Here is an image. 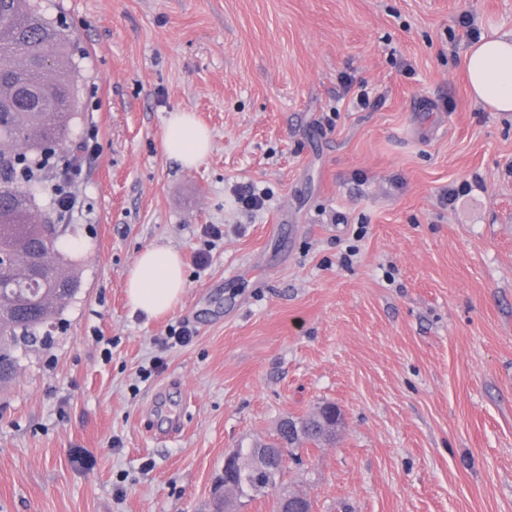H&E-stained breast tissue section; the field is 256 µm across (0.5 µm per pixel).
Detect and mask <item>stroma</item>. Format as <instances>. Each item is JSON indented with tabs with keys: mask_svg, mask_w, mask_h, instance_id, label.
<instances>
[{
	"mask_svg": "<svg viewBox=\"0 0 512 512\" xmlns=\"http://www.w3.org/2000/svg\"><path fill=\"white\" fill-rule=\"evenodd\" d=\"M35 5L81 49L93 148L81 288L0 390V512H215L225 452L327 403L335 440L284 474L313 512H512V112L471 98L459 24L512 33V0ZM181 110L213 135L193 169L162 147ZM150 246L186 278L152 318L125 294Z\"/></svg>",
	"mask_w": 512,
	"mask_h": 512,
	"instance_id": "35a3bbf8",
	"label": "stroma"
}]
</instances>
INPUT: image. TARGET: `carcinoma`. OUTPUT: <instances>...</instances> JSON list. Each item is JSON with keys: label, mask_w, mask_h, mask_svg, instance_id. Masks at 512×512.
Returning <instances> with one entry per match:
<instances>
[{"label": "carcinoma", "mask_w": 512, "mask_h": 512, "mask_svg": "<svg viewBox=\"0 0 512 512\" xmlns=\"http://www.w3.org/2000/svg\"><path fill=\"white\" fill-rule=\"evenodd\" d=\"M72 40L48 21L30 0H0V389L16 375L15 352L62 319L78 293L81 280L70 255L58 246L65 227L56 224L38 203L39 183L29 181L22 164L44 153V146L80 144L71 139L79 115L75 95ZM52 62L43 66L44 58ZM300 442L333 440L312 417H297ZM283 448L296 457L288 431L278 427L276 438L238 448Z\"/></svg>", "instance_id": "cac0c4a2"}]
</instances>
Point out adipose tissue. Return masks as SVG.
Listing matches in <instances>:
<instances>
[{
  "label": "adipose tissue",
  "instance_id": "obj_1",
  "mask_svg": "<svg viewBox=\"0 0 512 512\" xmlns=\"http://www.w3.org/2000/svg\"><path fill=\"white\" fill-rule=\"evenodd\" d=\"M465 72L472 96L494 112H512V33L481 38L470 46ZM165 153L183 167L200 164L211 149L209 131L193 113L170 115L162 133ZM180 253L166 247L142 250L127 272L126 294L133 310L156 316L180 301L186 279Z\"/></svg>",
  "mask_w": 512,
  "mask_h": 512
}]
</instances>
